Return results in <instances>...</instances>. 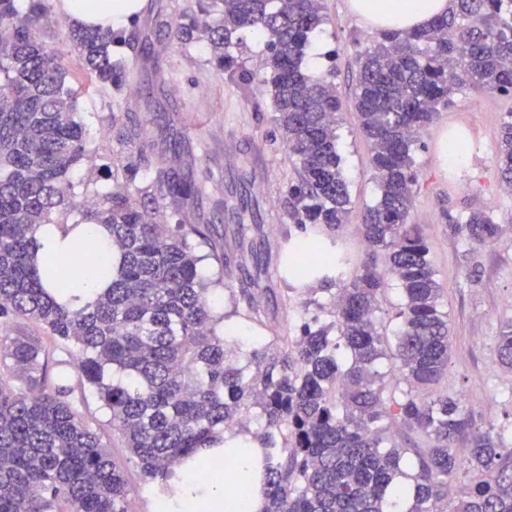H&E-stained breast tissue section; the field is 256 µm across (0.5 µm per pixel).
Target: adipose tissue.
Instances as JSON below:
<instances>
[{
	"label": "adipose tissue",
	"instance_id": "adipose-tissue-1",
	"mask_svg": "<svg viewBox=\"0 0 512 512\" xmlns=\"http://www.w3.org/2000/svg\"><path fill=\"white\" fill-rule=\"evenodd\" d=\"M378 0H350L352 11L381 30L422 29L448 12L449 0H387L386 9H377ZM137 7V0H65V10L79 25L118 23Z\"/></svg>",
	"mask_w": 512,
	"mask_h": 512
}]
</instances>
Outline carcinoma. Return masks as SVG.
Segmentation results:
<instances>
[{"instance_id":"1","label":"carcinoma","mask_w":512,"mask_h":512,"mask_svg":"<svg viewBox=\"0 0 512 512\" xmlns=\"http://www.w3.org/2000/svg\"><path fill=\"white\" fill-rule=\"evenodd\" d=\"M220 3L201 36L221 71L237 66V32L264 39L270 103L297 172V223L335 230L351 210L337 144L341 101L335 81L304 67L309 37L325 20L323 0ZM47 11V0H30L21 22L17 0H0V322L18 325L17 335L0 338V512H130L124 471L77 408L87 387L168 512L206 499V486L230 473L244 484L225 490L260 495L258 512H512L504 430L475 431L471 412L438 390L452 347L444 288L420 225L407 223L415 146L438 107L463 86L512 94V0H451L427 28L378 30L358 51V130L379 189L361 224L368 258L348 276L352 259L333 242L316 233L291 241L279 275L295 293L307 280L335 284L324 289L328 303L312 301L330 320L316 315L299 335L264 338L243 353L224 337V319L260 327L269 319L259 301L268 267L252 237L238 234L253 271L229 289L231 312L219 313L213 293L234 265L224 239L209 224L156 221L161 200L177 214L203 201L190 172L142 158L108 171L112 189L76 192L70 172L87 157L86 125L75 112L71 67L40 32ZM68 37L83 78L117 87L129 80L128 60L112 58V47L136 55V30L77 27ZM496 172L512 193L511 112ZM72 214L73 224L61 222ZM42 224L64 239L79 224H96L119 260L98 267L97 241L81 236L40 261ZM461 230L479 245L501 235L482 212ZM202 247L221 262L210 284L199 273ZM72 255L97 266L106 283L79 308L56 297L84 287L81 270L68 265ZM388 277L403 296L391 335L376 316ZM26 322L40 334L25 331ZM62 346L81 353L74 384L48 370ZM498 356L512 368V322ZM382 359L399 377L378 370ZM238 435L250 436L251 455L227 444ZM464 435L462 461L453 443ZM462 470L471 480L451 486Z\"/></svg>"}]
</instances>
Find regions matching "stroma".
Wrapping results in <instances>:
<instances>
[{
	"instance_id": "35a3bbf8",
	"label": "stroma",
	"mask_w": 512,
	"mask_h": 512,
	"mask_svg": "<svg viewBox=\"0 0 512 512\" xmlns=\"http://www.w3.org/2000/svg\"><path fill=\"white\" fill-rule=\"evenodd\" d=\"M197 13L196 0H140L131 21L122 22V29L134 26L142 32L150 58L129 85L78 92L89 158L73 171L72 179L103 189L101 165L114 167L141 155L168 160L173 140L185 141L207 198L203 206L190 205L178 214L162 209L166 223L213 225L224 237L225 254L233 257L238 254V224L258 225L257 236L265 243L266 261L273 269L289 239L311 231L310 225L297 224L292 217L289 187L297 174L272 106L257 111L251 104L259 84L241 80L232 70L218 71L205 40L184 45L167 38L168 25ZM324 14L326 21L311 38L306 62L313 75L335 73L341 100L337 133L352 205L348 223L333 237L357 263L366 255L359 232L361 214L374 204L378 189L368 145L358 131L356 52L374 29L350 10L349 0H324ZM116 111L139 124V136H119L112 127ZM510 111L511 95L462 88L422 130L414 155L419 178L409 221L422 225L427 235L453 337L442 387L468 405L480 429L491 422L512 425V371L500 365L497 351L501 327L512 320V241L473 247L456 225L473 211L487 213L497 224L512 225V194L501 189L495 169L500 126ZM452 131L469 134L474 141L472 163L455 174L440 158V144ZM265 286L261 303L272 313V335H298L306 295L287 294L286 282L276 275ZM81 412L135 488L131 512H154L149 485L120 435L113 433L109 412L92 396Z\"/></svg>"
}]
</instances>
